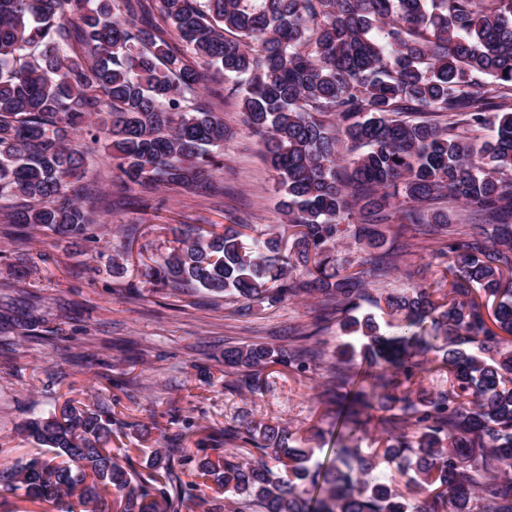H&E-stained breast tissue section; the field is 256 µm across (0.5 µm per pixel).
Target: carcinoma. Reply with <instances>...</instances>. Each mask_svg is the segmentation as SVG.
<instances>
[{"instance_id": "carcinoma-1", "label": "carcinoma", "mask_w": 512, "mask_h": 512, "mask_svg": "<svg viewBox=\"0 0 512 512\" xmlns=\"http://www.w3.org/2000/svg\"><path fill=\"white\" fill-rule=\"evenodd\" d=\"M216 78L262 138L282 229L185 232L151 275L243 311L320 301L315 330L290 326L285 345L224 348L232 388L260 393L274 365L305 372L332 317L355 335L327 369L321 403L347 405L329 464L308 446L318 426L270 419L209 436L202 483L182 479L189 448L139 471L112 453L108 406L66 401L22 425L46 454L1 468L0 485L83 512H512V0H0V200L21 201L8 222L92 238L101 133L143 192H219L230 130L194 102ZM443 202L475 223L450 229ZM392 226L403 242L387 249ZM344 240L369 269L338 258ZM424 250L447 258L440 285L370 292L367 276ZM364 302L375 311L353 315Z\"/></svg>"}]
</instances>
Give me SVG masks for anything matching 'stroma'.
Masks as SVG:
<instances>
[{"instance_id":"1","label":"stroma","mask_w":512,"mask_h":512,"mask_svg":"<svg viewBox=\"0 0 512 512\" xmlns=\"http://www.w3.org/2000/svg\"><path fill=\"white\" fill-rule=\"evenodd\" d=\"M219 112L231 131L222 149L221 195L161 189L140 202L138 187L122 183L102 141L86 179L112 206L101 209L94 241L76 246L38 229L18 233L0 208V309L32 306L44 320L31 332L0 329V465L35 454L20 424L68 400L107 404L120 428L113 447L130 449L139 466L155 445L153 438L139 439L142 426L186 432L192 448L228 423L261 418L301 428L321 424L315 459L327 464L336 421L322 418L317 395L326 365L347 340L338 324H324L316 336L322 367L298 374L275 365L263 372V394L228 390L225 344L267 342L288 325L310 323L313 300L242 314L230 299L164 286L149 275L172 250L174 229L203 233L243 220L261 230L282 221L276 177L259 139L241 122L238 99H225ZM124 253L128 264L114 273L112 260Z\"/></svg>"}]
</instances>
